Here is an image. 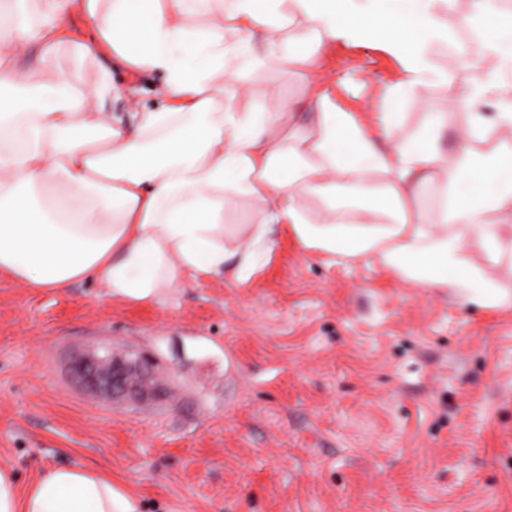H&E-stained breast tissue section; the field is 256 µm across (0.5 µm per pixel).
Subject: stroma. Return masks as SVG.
Listing matches in <instances>:
<instances>
[{"label": "stroma", "instance_id": "1", "mask_svg": "<svg viewBox=\"0 0 512 512\" xmlns=\"http://www.w3.org/2000/svg\"><path fill=\"white\" fill-rule=\"evenodd\" d=\"M441 20L432 75L396 105V58L326 46L337 106L373 128L397 111L409 132L440 116L451 152L469 117L450 100L500 58ZM111 73L109 112L166 106L161 74L118 60ZM253 93L268 111L303 85L273 69ZM92 351L151 360L155 395L88 391L72 366ZM1 461L23 490L54 466L94 468L139 512H512V310L374 261L331 263L285 231L246 281L228 272L144 303L93 280L55 290L0 275Z\"/></svg>", "mask_w": 512, "mask_h": 512}]
</instances>
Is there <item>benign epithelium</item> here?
Listing matches in <instances>:
<instances>
[{
	"instance_id": "1",
	"label": "benign epithelium",
	"mask_w": 512,
	"mask_h": 512,
	"mask_svg": "<svg viewBox=\"0 0 512 512\" xmlns=\"http://www.w3.org/2000/svg\"><path fill=\"white\" fill-rule=\"evenodd\" d=\"M74 373L93 390L129 394L141 399L153 395L146 387L150 381L148 361L101 358L90 354L79 359Z\"/></svg>"
}]
</instances>
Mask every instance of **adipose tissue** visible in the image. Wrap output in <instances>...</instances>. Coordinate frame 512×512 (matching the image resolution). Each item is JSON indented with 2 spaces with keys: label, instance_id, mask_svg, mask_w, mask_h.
I'll return each mask as SVG.
<instances>
[{
  "label": "adipose tissue",
  "instance_id": "ef3b65f1",
  "mask_svg": "<svg viewBox=\"0 0 512 512\" xmlns=\"http://www.w3.org/2000/svg\"><path fill=\"white\" fill-rule=\"evenodd\" d=\"M16 2L0 0V50L47 57L64 44L80 59L114 57L162 73L169 104L108 112L104 65L86 90L46 66L31 82L0 68V274L14 283L63 290L95 280L109 297L149 301L230 266L245 279L284 227L308 254L374 260L403 282L512 309L501 285L512 274V80L502 76L512 54L451 100L470 125L448 154L432 127L409 134L390 121L375 134L337 106L315 62L327 43L381 46L406 71L394 99H412L432 72L441 12L490 35L487 51L502 54L512 18L496 0H38L34 23L14 22ZM75 15L93 39L73 38ZM296 21L308 49L282 35ZM228 29L237 39H225ZM273 68L301 71L303 99L256 111L253 85ZM483 101L495 118L478 112ZM433 181L442 205L412 209ZM244 202L260 222L225 223ZM0 512L138 510L97 470L57 466L23 491L1 462Z\"/></svg>",
  "mask_w": 512,
  "mask_h": 512
}]
</instances>
